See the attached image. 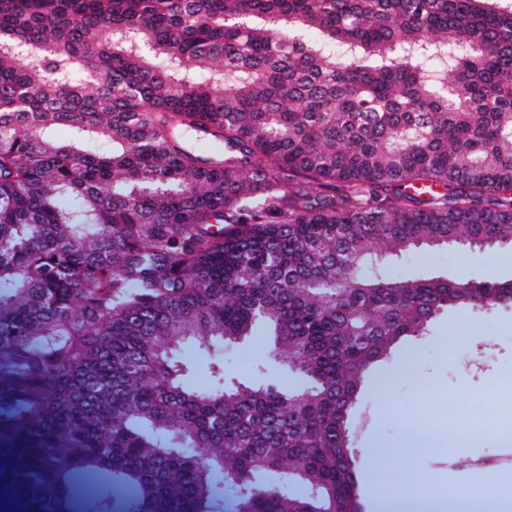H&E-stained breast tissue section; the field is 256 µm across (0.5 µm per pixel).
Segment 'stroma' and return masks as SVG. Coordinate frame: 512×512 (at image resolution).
<instances>
[{"instance_id":"obj_1","label":"stroma","mask_w":512,"mask_h":512,"mask_svg":"<svg viewBox=\"0 0 512 512\" xmlns=\"http://www.w3.org/2000/svg\"><path fill=\"white\" fill-rule=\"evenodd\" d=\"M393 273L508 280L512 254L478 253L459 245L424 248ZM269 345L262 335L226 350L189 345L180 360L188 383L197 387L207 384L206 367L217 358L230 376H252L262 363L265 381L297 386L295 374L267 362ZM511 410L512 308L441 313L428 335L400 344L364 377L349 418L363 512H420L421 506L448 498L461 507L480 496L501 499L502 488H512V474L462 470L453 459L497 447L499 418ZM413 435L448 441L453 457L405 452V441Z\"/></svg>"}]
</instances>
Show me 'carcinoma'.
Instances as JSON below:
<instances>
[{
    "instance_id": "cac0c4a2",
    "label": "carcinoma",
    "mask_w": 512,
    "mask_h": 512,
    "mask_svg": "<svg viewBox=\"0 0 512 512\" xmlns=\"http://www.w3.org/2000/svg\"><path fill=\"white\" fill-rule=\"evenodd\" d=\"M451 242L512 253V9L0 0V487L361 512L366 371L441 312L512 307V279L383 274ZM257 327L303 388L222 360L183 384L184 343Z\"/></svg>"
}]
</instances>
